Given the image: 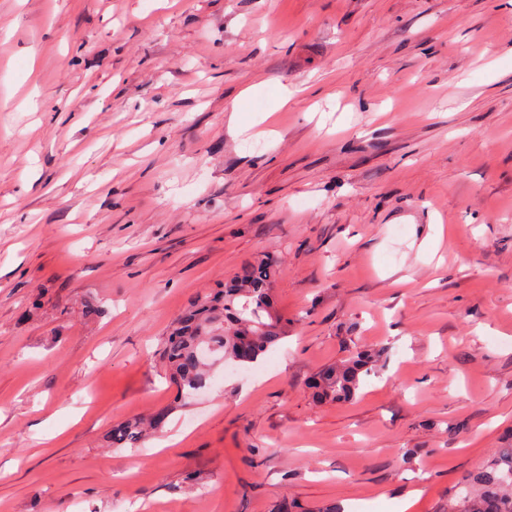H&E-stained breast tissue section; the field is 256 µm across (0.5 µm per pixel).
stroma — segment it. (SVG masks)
<instances>
[{
  "label": "stroma",
  "instance_id": "35a3bbf8",
  "mask_svg": "<svg viewBox=\"0 0 512 512\" xmlns=\"http://www.w3.org/2000/svg\"><path fill=\"white\" fill-rule=\"evenodd\" d=\"M263 255L285 337L177 402ZM511 436L512 0H0V512H446ZM382 356V349L369 347L356 350L349 357L327 366L311 384L313 396L319 402L354 398L364 377L376 371ZM172 408L158 409L146 420L127 419L112 425L110 441L113 448H138L150 429L162 427Z\"/></svg>",
  "mask_w": 512,
  "mask_h": 512
}]
</instances>
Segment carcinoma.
<instances>
[{
  "label": "carcinoma",
  "instance_id": "cac0c4a2",
  "mask_svg": "<svg viewBox=\"0 0 512 512\" xmlns=\"http://www.w3.org/2000/svg\"><path fill=\"white\" fill-rule=\"evenodd\" d=\"M277 273L275 261L257 258L245 264L230 284L188 304L161 352L181 396L209 384L212 362L203 352L235 362L245 351L250 364L284 337L288 324L276 313L270 294ZM382 356V349L369 347L327 366L311 384L313 396L320 402L354 398ZM170 413L171 408L164 407L146 420L113 424L112 447H138L149 430L162 427ZM448 512H512V441L449 492Z\"/></svg>",
  "mask_w": 512,
  "mask_h": 512
}]
</instances>
